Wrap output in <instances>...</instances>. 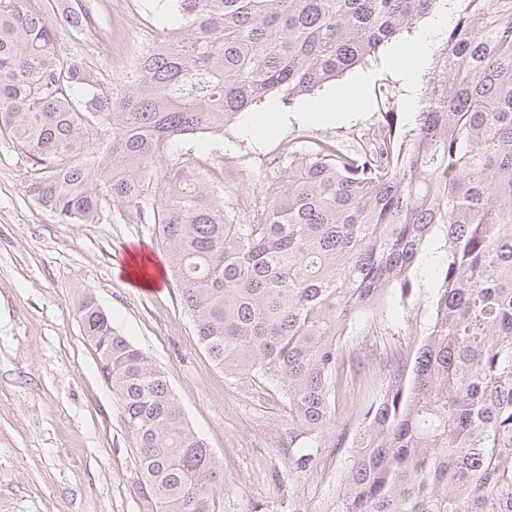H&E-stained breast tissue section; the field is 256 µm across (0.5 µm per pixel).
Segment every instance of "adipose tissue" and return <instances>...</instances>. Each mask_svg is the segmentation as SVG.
<instances>
[{
    "label": "adipose tissue",
    "instance_id": "ef3b65f1",
    "mask_svg": "<svg viewBox=\"0 0 512 512\" xmlns=\"http://www.w3.org/2000/svg\"><path fill=\"white\" fill-rule=\"evenodd\" d=\"M454 0H440L425 33L416 41L391 46L388 63L396 68L409 88H416L427 67V62L442 34L448 30V18ZM363 105V85L356 82L340 93L324 98L301 115L302 120L327 123L358 112Z\"/></svg>",
    "mask_w": 512,
    "mask_h": 512
}]
</instances>
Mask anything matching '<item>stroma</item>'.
I'll return each instance as SVG.
<instances>
[{"instance_id":"1","label":"stroma","mask_w":512,"mask_h":512,"mask_svg":"<svg viewBox=\"0 0 512 512\" xmlns=\"http://www.w3.org/2000/svg\"><path fill=\"white\" fill-rule=\"evenodd\" d=\"M96 7L107 22L116 16L137 30L178 24L163 0H98ZM57 48L94 57L102 77L116 84L136 46L107 25L79 44L59 36ZM356 71L370 80L365 107L350 120L304 122L298 114L311 97L287 102L277 95L258 106L275 107L282 117L267 138L243 136L234 121L221 135L185 138L176 148L225 171V198L263 199L269 162L289 141L354 149L382 127L389 110L401 130L414 127L425 93H408L381 55ZM31 176L26 155L0 136V512H140L133 441L74 310L86 289L119 333L164 370L189 425L222 461L224 490L214 512H328L349 449H315L313 464L292 469L279 392L213 365L171 276L152 291L126 278L130 248L166 263L157 227L115 212L93 224L56 223L29 196ZM383 320L385 332L360 324L343 343L360 365L344 371L336 391L339 422L355 424L380 387L383 359L418 344L427 311L388 307Z\"/></svg>"}]
</instances>
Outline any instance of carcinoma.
<instances>
[{
    "label": "carcinoma",
    "instance_id": "1",
    "mask_svg": "<svg viewBox=\"0 0 512 512\" xmlns=\"http://www.w3.org/2000/svg\"><path fill=\"white\" fill-rule=\"evenodd\" d=\"M119 84L62 54L102 26L91 0H0V134L31 161L28 193L60 224L113 207L162 230L198 343L288 403L302 470L352 455L333 512H512V0H460L416 126L387 113L356 150L290 142L261 202L186 152L275 94L309 95L378 53L439 0H168ZM430 320L386 358L354 436L336 423L340 344L356 321L415 308L431 245ZM136 449L143 512H213L222 465L164 372L93 294L75 305Z\"/></svg>",
    "mask_w": 512,
    "mask_h": 512
}]
</instances>
